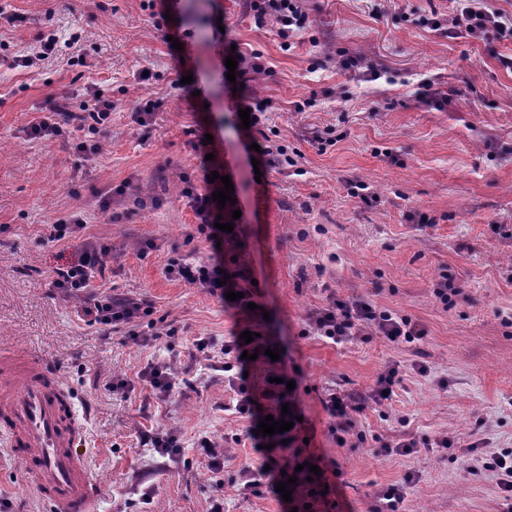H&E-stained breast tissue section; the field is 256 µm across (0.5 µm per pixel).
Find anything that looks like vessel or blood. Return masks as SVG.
Segmentation results:
<instances>
[{"instance_id":"1","label":"vessel or blood","mask_w":512,"mask_h":512,"mask_svg":"<svg viewBox=\"0 0 512 512\" xmlns=\"http://www.w3.org/2000/svg\"><path fill=\"white\" fill-rule=\"evenodd\" d=\"M0 422L12 430L10 450L27 482L53 512H89L93 487L77 449L85 421L39 355L0 352Z\"/></svg>"}]
</instances>
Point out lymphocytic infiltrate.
I'll list each match as a JSON object with an SVG mask.
<instances>
[{"instance_id":"obj_1","label":"lymphocytic infiltrate","mask_w":512,"mask_h":512,"mask_svg":"<svg viewBox=\"0 0 512 512\" xmlns=\"http://www.w3.org/2000/svg\"><path fill=\"white\" fill-rule=\"evenodd\" d=\"M455 12L448 19V36L456 39L469 37L486 40L493 36L512 37V15L492 9L487 0H454ZM247 6L256 25L274 21L280 36L289 37L305 29L308 14L304 0H247ZM82 110L86 115L77 128L82 136L76 145L82 157L90 158L100 152L99 134L105 130L112 113V101L103 90H87ZM215 182H205L203 188L190 187L184 195L189 200L198 221L199 231L205 232L208 240L220 242L224 233L216 226L221 213L212 194L218 190ZM84 226L80 216L59 219L53 224L51 240L69 238L75 240L72 259L52 271L53 286L67 295L82 297L84 305L81 316L84 321L101 325L107 329H125L127 336L136 344H145L146 339L135 327L137 319L151 315L150 306L141 301L119 299L112 294L93 291L94 282L105 276V258L111 252V245L95 240H78L77 235ZM225 267L222 251H215L206 258L177 257L166 267L168 277L182 282L190 288H203L210 294H223L218 281ZM306 324L314 335L334 344L349 341L372 331L391 343H411L421 339L425 331L419 323L406 315H399L380 308L365 300L333 299L324 307L307 314ZM197 353L211 356L220 351L224 357V379L234 392L228 408L239 415L251 414L257 402H265L267 412L274 419L294 420V413H283L282 407L288 401L285 380L288 370L285 364L275 361L266 366L262 378L253 380L246 377L241 369L242 359L238 342L228 341L216 345L213 338L200 336L194 341ZM398 371L386 369L377 379L369 398L351 393L329 390L322 400L324 409L331 419L329 431L337 445H346L354 429V416L363 412L367 402L382 403L386 392L392 391Z\"/></svg>"}]
</instances>
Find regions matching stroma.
Here are the masks:
<instances>
[{
  "label": "stroma",
  "mask_w": 512,
  "mask_h": 512,
  "mask_svg": "<svg viewBox=\"0 0 512 512\" xmlns=\"http://www.w3.org/2000/svg\"><path fill=\"white\" fill-rule=\"evenodd\" d=\"M10 4L0 56L53 32L80 34L85 59L72 66L62 53L32 69L0 66V350L34 351L69 387L86 418L91 512H207L219 492L224 512H292L281 493L239 491L238 471L262 463L256 444L277 455L278 438L253 440L263 411H226L234 392L223 372L194 355L196 337L221 343L246 331L295 373L292 407L330 475L331 512H374L379 492L409 475L403 512H512L497 476L477 467L480 453L512 448V70L499 63L512 56V40H451L420 25L447 17L450 0H306L309 27L288 41L274 23L256 27L244 0ZM227 41L264 55L269 69L249 86L271 101L262 130L295 165L251 149L252 132L226 97ZM179 42L192 49L189 65ZM188 74L202 81L205 110L186 98ZM423 82L447 88V102L420 101ZM92 85L112 100L95 160L81 159L71 140L29 138L50 100L68 96L80 112ZM150 99L163 106L143 128L133 115ZM208 133L210 161L195 148ZM205 164L233 183L235 202L224 208L238 242L231 270L254 279L252 311L163 273L168 259L214 251L182 195ZM76 212L84 236L112 246L107 291L152 305L177 335L139 347L124 331L79 320L82 298L52 286L73 244L50 238L53 222ZM446 277L458 293L445 302L435 288ZM333 297L369 299L426 334L398 345L305 335L307 313ZM158 361L185 381L165 400L150 397L141 378ZM391 366L399 376L391 398L357 415L355 436L338 447L321 403L327 389L368 393ZM151 428L178 432V465L140 445ZM202 435L228 446L223 485L201 459ZM444 435L454 448L435 447ZM399 439L415 440L414 452L379 454ZM138 472L154 489L151 504L125 483ZM0 500L7 512H51L10 456L0 459Z\"/></svg>",
  "instance_id": "stroma-1"
}]
</instances>
